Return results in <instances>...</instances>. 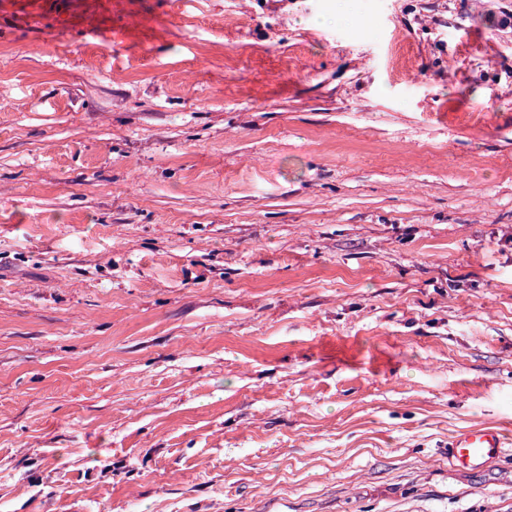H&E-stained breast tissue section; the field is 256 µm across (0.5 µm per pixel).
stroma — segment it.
<instances>
[{
    "label": "stroma",
    "instance_id": "stroma-1",
    "mask_svg": "<svg viewBox=\"0 0 512 512\" xmlns=\"http://www.w3.org/2000/svg\"><path fill=\"white\" fill-rule=\"evenodd\" d=\"M512 0H0V512H512ZM500 430L491 427L463 431L448 443V460L456 468L475 470L501 457L505 451Z\"/></svg>",
    "mask_w": 512,
    "mask_h": 512
}]
</instances>
